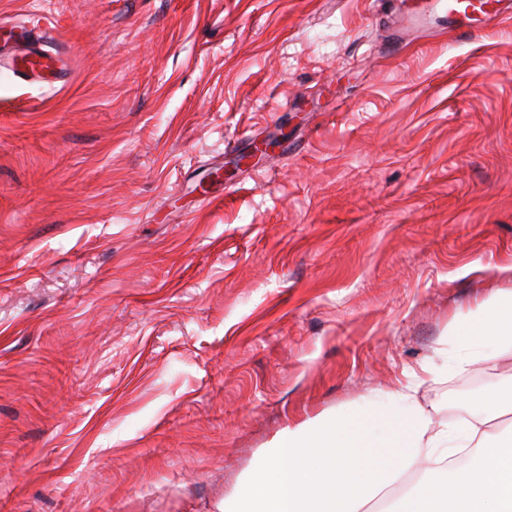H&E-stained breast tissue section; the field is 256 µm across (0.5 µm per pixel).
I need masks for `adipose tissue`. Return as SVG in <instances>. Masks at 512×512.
Returning <instances> with one entry per match:
<instances>
[{
  "label": "adipose tissue",
  "mask_w": 512,
  "mask_h": 512,
  "mask_svg": "<svg viewBox=\"0 0 512 512\" xmlns=\"http://www.w3.org/2000/svg\"><path fill=\"white\" fill-rule=\"evenodd\" d=\"M455 370L477 362L480 339L512 355V291L489 292L473 322L456 329ZM413 385L393 404L324 412L288 427L245 473L222 512H512V381L469 394L462 423L433 421Z\"/></svg>",
  "instance_id": "ef3b65f1"
}]
</instances>
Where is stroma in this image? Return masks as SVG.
Wrapping results in <instances>:
<instances>
[{
  "instance_id": "obj_1",
  "label": "stroma",
  "mask_w": 512,
  "mask_h": 512,
  "mask_svg": "<svg viewBox=\"0 0 512 512\" xmlns=\"http://www.w3.org/2000/svg\"><path fill=\"white\" fill-rule=\"evenodd\" d=\"M416 2L0 0V512H217L288 426L502 385L451 331L512 291V11ZM499 0H435L432 14L441 12L444 17L456 23L449 32L466 37L475 32L480 16L498 17L501 13ZM61 58L58 54L48 55L35 48L24 50L18 57L14 74L22 79L40 72L54 73L60 70Z\"/></svg>"
}]
</instances>
